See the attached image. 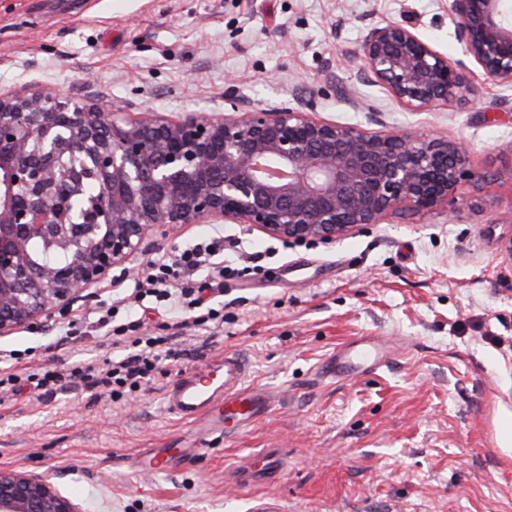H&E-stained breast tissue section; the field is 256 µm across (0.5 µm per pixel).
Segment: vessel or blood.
<instances>
[{
  "label": "vessel or blood",
  "mask_w": 512,
  "mask_h": 512,
  "mask_svg": "<svg viewBox=\"0 0 512 512\" xmlns=\"http://www.w3.org/2000/svg\"><path fill=\"white\" fill-rule=\"evenodd\" d=\"M374 347L359 343L353 350H341L335 368L346 373L371 358ZM170 409L180 418L196 423L201 435L224 431L227 426L245 427L268 408L262 388L247 384L246 367L236 355H225L218 365L184 372L169 391ZM173 453L169 448H148L136 458L139 470L164 473L171 469Z\"/></svg>",
  "instance_id": "b4317fda"
}]
</instances>
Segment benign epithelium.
<instances>
[{
	"label": "benign epithelium",
	"mask_w": 512,
	"mask_h": 512,
	"mask_svg": "<svg viewBox=\"0 0 512 512\" xmlns=\"http://www.w3.org/2000/svg\"><path fill=\"white\" fill-rule=\"evenodd\" d=\"M464 47L450 60L396 22L365 35L358 83L421 110L476 66L512 82V0H448ZM132 120L39 88L0 92V336L38 324L141 251L148 231L247 224L287 241L334 242L389 214L441 203L485 174L469 149L418 130L380 133L297 108ZM101 192L75 208L87 175ZM66 254L47 263L34 239ZM0 512H81L49 473L0 469Z\"/></svg>",
	"instance_id": "benign-epithelium-1"
}]
</instances>
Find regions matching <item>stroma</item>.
<instances>
[{
	"mask_svg": "<svg viewBox=\"0 0 512 512\" xmlns=\"http://www.w3.org/2000/svg\"><path fill=\"white\" fill-rule=\"evenodd\" d=\"M400 22L448 59L463 49L448 0H0V90L50 88L138 119L160 113L299 108L376 131L423 129L471 151L485 180L441 204L391 215L332 242L288 243L244 224L147 233L129 276L86 289L41 328L0 336V375L46 366L106 367L134 336H168L175 355L119 399L86 385L0 390V467L54 472L84 512H512V85L481 69L469 92L413 112L382 88L348 102L347 61L373 26ZM225 265L250 274L214 284L222 324L178 309H124L157 256L214 233ZM371 339L377 361L326 371ZM240 354L269 411L200 440L166 393L185 371ZM205 448L166 474L138 471L148 448ZM277 449L273 482L238 484L243 459Z\"/></svg>",
	"mask_w": 512,
	"mask_h": 512,
	"instance_id": "1",
	"label": "stroma"
}]
</instances>
